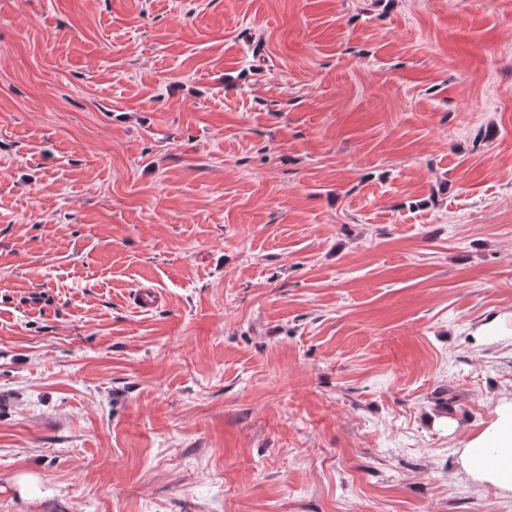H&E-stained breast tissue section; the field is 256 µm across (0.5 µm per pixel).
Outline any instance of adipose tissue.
I'll return each mask as SVG.
<instances>
[{
    "label": "adipose tissue",
    "instance_id": "1",
    "mask_svg": "<svg viewBox=\"0 0 512 512\" xmlns=\"http://www.w3.org/2000/svg\"><path fill=\"white\" fill-rule=\"evenodd\" d=\"M459 462L471 481L512 496V403L499 408L490 431L462 449Z\"/></svg>",
    "mask_w": 512,
    "mask_h": 512
}]
</instances>
